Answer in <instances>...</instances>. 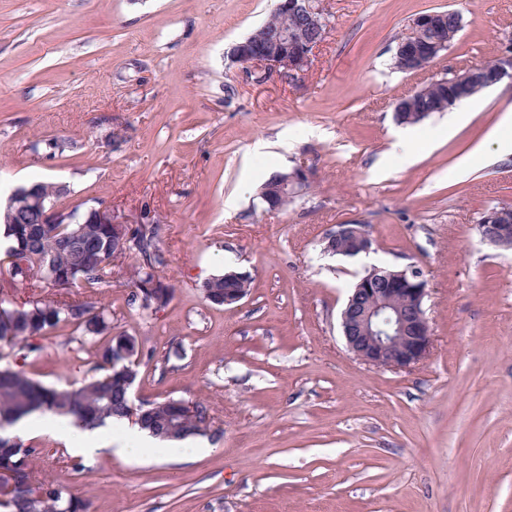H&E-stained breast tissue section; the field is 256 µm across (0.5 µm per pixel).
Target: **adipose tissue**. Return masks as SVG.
<instances>
[{"label":"adipose tissue","mask_w":512,"mask_h":512,"mask_svg":"<svg viewBox=\"0 0 512 512\" xmlns=\"http://www.w3.org/2000/svg\"><path fill=\"white\" fill-rule=\"evenodd\" d=\"M494 153L497 159L504 160L512 156V113L503 115L500 121L487 134L484 143L478 145L471 156L465 157L459 163V172H467L474 158ZM16 432L21 436L52 434L72 451L94 458L104 451L114 448L126 457H137L145 451H153L164 457L174 455L171 447L162 446L148 431L139 427H129L124 424H106L95 430H81L72 425L70 419L47 415L31 417L20 421Z\"/></svg>","instance_id":"adipose-tissue-1"}]
</instances>
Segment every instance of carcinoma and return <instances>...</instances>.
I'll return each instance as SVG.
<instances>
[{
  "label": "carcinoma",
  "instance_id": "1",
  "mask_svg": "<svg viewBox=\"0 0 512 512\" xmlns=\"http://www.w3.org/2000/svg\"><path fill=\"white\" fill-rule=\"evenodd\" d=\"M451 87L441 81L429 84L425 92L417 91L401 100L410 113L443 112L448 109ZM0 230L12 241L4 257H17L23 265L9 270L13 283L24 285L30 296L15 303L0 300V345L14 350L16 359L26 360L41 348V340L50 329L62 322L82 329L94 338L110 330L108 310L93 295L84 300L66 298V291L82 285L86 288L112 287V225L110 224H1ZM134 247L130 255V283L133 300L142 310L159 312L173 299L175 286L160 275L164 259L157 246L156 226L135 224ZM226 288L249 292L250 279L224 281L218 274L201 285V292L218 295ZM135 340L124 334L113 337L96 349L99 373L88 377L71 390L46 388L31 380L21 370H0V420L11 423L35 411H48L70 417L83 429H96L108 422L126 419L128 384L135 381L138 370L124 371L114 363L119 353H132ZM178 400L150 402L144 428L166 429L176 419ZM39 450L14 437L0 436V486L8 497L7 512H89L88 500L65 496L49 480L37 478L35 466ZM23 471L32 488L19 493L9 486L7 474Z\"/></svg>",
  "mask_w": 512,
  "mask_h": 512
}]
</instances>
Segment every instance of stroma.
<instances>
[{
	"label": "stroma",
	"mask_w": 512,
	"mask_h": 512,
	"mask_svg": "<svg viewBox=\"0 0 512 512\" xmlns=\"http://www.w3.org/2000/svg\"><path fill=\"white\" fill-rule=\"evenodd\" d=\"M276 0H0V198L30 176L59 201L112 207L159 227L176 291L159 313L113 284L112 329L139 343L134 402L203 400L213 424L195 456L81 461L52 435L30 438L38 470L90 512H512V249L477 224L512 206V157L459 161L512 108V83L477 96L450 125L436 112L397 124L396 102L425 82L512 45V0H326L329 25L292 79L230 63ZM462 18L424 73L392 65L427 10ZM414 160L376 171L399 138ZM302 166L306 189L277 211L258 197L263 160ZM366 225L374 252L323 253L338 224ZM415 265L428 282L430 357L376 369L345 347L340 311L371 267ZM252 279L238 305L207 303L205 276ZM71 324L0 368L72 389L97 346Z\"/></svg>",
	"instance_id": "35a3bbf8"
}]
</instances>
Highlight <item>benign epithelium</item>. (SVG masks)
Returning <instances> with one entry per match:
<instances>
[{"label":"benign epithelium","instance_id":"7a95c632","mask_svg":"<svg viewBox=\"0 0 512 512\" xmlns=\"http://www.w3.org/2000/svg\"><path fill=\"white\" fill-rule=\"evenodd\" d=\"M274 14L293 17L298 26L288 28L273 21L254 29L227 52L233 64L262 67L269 73H285L290 78L304 74L309 68L314 49L326 34L327 16L321 0H279ZM447 12H430L414 18V38L407 45L398 42L395 57L407 64V70L419 74L429 69L448 51ZM512 81V48L498 55V65L488 72L471 65L455 74L448 105L466 96L474 87L489 88L504 79ZM308 183L307 171L297 167L281 174L277 191L270 200H287L298 195ZM30 208L37 212L38 224H67L68 210L33 193V187L22 186L7 201L4 223H18V211ZM86 223L112 225V260L118 261L128 252V219L105 207L87 206ZM478 231L491 244L512 246V207L487 209L480 218ZM336 247L325 253L354 257L373 250L374 240L363 224H337L325 237ZM427 281L416 267L397 270L374 267L364 274L352 289L341 311V328L348 349L362 362L382 369H410L430 356L433 339L424 309Z\"/></svg>","mask_w":512,"mask_h":512}]
</instances>
